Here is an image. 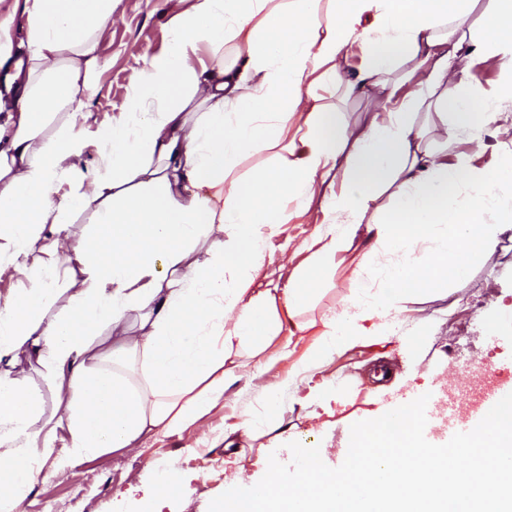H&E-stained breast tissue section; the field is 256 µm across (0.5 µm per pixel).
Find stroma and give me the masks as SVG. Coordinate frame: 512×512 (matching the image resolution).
Masks as SVG:
<instances>
[{
	"mask_svg": "<svg viewBox=\"0 0 512 512\" xmlns=\"http://www.w3.org/2000/svg\"><path fill=\"white\" fill-rule=\"evenodd\" d=\"M170 16L171 0H114L112 22L96 50L102 67L95 89L87 93L88 117L81 123L85 149L76 167L83 180H63L58 200H67L77 187L90 190L104 174L97 128L122 114L143 55L166 49ZM471 72L474 86L488 102L501 104V119L486 135L483 149L460 137L449 147L448 158L465 155L473 169L483 171L495 166L503 145L512 146V101L499 97L508 74L498 59L475 64ZM321 219L319 203L306 212L289 204L287 223L264 244L255 288L271 282L288 287L294 270L310 256L308 246ZM65 222L66 231H44L37 244L42 263L62 267L73 245L90 242L91 211L68 214ZM354 275L351 261L336 264L301 321L320 320L337 307ZM390 321L388 335L364 337L309 369L304 363L315 336L282 330L271 353L253 359L243 378L194 426L151 434L129 451L81 458L72 475L39 481L22 512H208L211 500L226 490L262 478L269 455L284 456L296 438H314L316 446L328 449V462L337 466L354 423L372 419L409 395L440 396L462 384L476 395L492 386L495 375L512 379V228L466 280L449 287L447 297L425 302L421 312L391 316ZM385 363L396 368L400 379L383 389L373 371ZM278 382L286 385L281 428L257 437L242 452L225 447V433L246 417L264 415V389ZM170 467L178 470L185 491L178 498L161 499L155 475Z\"/></svg>",
	"mask_w": 512,
	"mask_h": 512,
	"instance_id": "1",
	"label": "stroma"
}]
</instances>
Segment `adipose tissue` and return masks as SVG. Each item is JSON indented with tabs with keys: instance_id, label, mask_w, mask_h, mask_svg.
I'll return each mask as SVG.
<instances>
[{
	"instance_id": "adipose-tissue-1",
	"label": "adipose tissue",
	"mask_w": 512,
	"mask_h": 512,
	"mask_svg": "<svg viewBox=\"0 0 512 512\" xmlns=\"http://www.w3.org/2000/svg\"><path fill=\"white\" fill-rule=\"evenodd\" d=\"M473 2L178 0L169 49L145 57L122 116L98 131L106 175L70 201L94 207L98 244L74 247L63 279L33 254L44 226L60 221L64 163L84 149L77 119L113 0H5L0 230L31 285L0 302V512H15L46 459L62 475L72 460L206 414L284 318L304 330L297 316L338 253L357 249L359 276L323 315L312 365L385 335L386 316L461 281L496 246L512 207H498L494 221L485 214L512 182V147L485 172L429 148L433 132L444 147L460 132L482 145L500 116L455 61L467 44L512 70V0H493L478 36L458 35ZM201 42L213 62L197 67L190 54ZM404 65L420 77L405 94L394 77ZM336 90L371 91L362 124L343 120L326 97ZM261 152L269 162L241 181L244 159ZM384 196L388 209L373 212ZM317 197L323 219L309 263L288 288L254 290L265 236L285 223L289 203L307 208ZM413 244L426 247L420 264L381 267L380 252ZM59 280L68 304L50 319ZM131 310L142 317L135 330ZM23 352L48 368L66 416H44L39 393L15 373Z\"/></svg>"
}]
</instances>
